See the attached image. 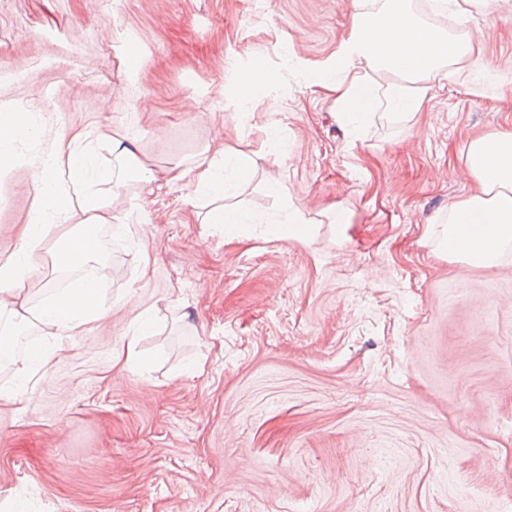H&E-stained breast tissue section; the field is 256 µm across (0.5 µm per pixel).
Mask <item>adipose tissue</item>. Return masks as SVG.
<instances>
[{"instance_id":"1","label":"adipose tissue","mask_w":512,"mask_h":512,"mask_svg":"<svg viewBox=\"0 0 512 512\" xmlns=\"http://www.w3.org/2000/svg\"><path fill=\"white\" fill-rule=\"evenodd\" d=\"M351 34L336 57V64L320 84L335 93L341 116L354 125L373 122L378 108L387 119L414 117L425 105L432 81L443 67L459 63L476 51L462 41L425 24L403 7L388 0L377 14L364 12L362 0H353ZM385 71L392 80L379 87L373 72ZM38 116H19L10 100H0V171L13 159L16 141L41 133ZM121 158L139 180L152 176L137 159L133 140L122 141L81 130L70 138L56 137L33 165L34 199L25 235L9 259L0 264V353L12 350L16 332L37 320L47 335L71 336L89 320L103 316L97 281L89 270L96 257L84 248L80 236H71L60 252L62 266L82 271L76 287L56 294L42 309L25 304L21 291L30 255L45 238L47 225L70 223L83 215L85 223L98 224L109 207L98 188L122 183L111 165L101 163L99 147ZM249 160L233 151L178 170L175 180L185 182L201 195L222 196L249 168ZM463 171L475 190L449 201L442 224L439 250L470 267H492L512 247V133L488 132L471 138L464 152Z\"/></svg>"}]
</instances>
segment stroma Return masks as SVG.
<instances>
[{
  "label": "stroma",
  "mask_w": 512,
  "mask_h": 512,
  "mask_svg": "<svg viewBox=\"0 0 512 512\" xmlns=\"http://www.w3.org/2000/svg\"><path fill=\"white\" fill-rule=\"evenodd\" d=\"M404 5L480 52L411 121L355 131L317 83L353 0H267L253 24L248 0H0V97L50 137H134L154 174L128 176L100 227L106 315L29 377V354L56 344L31 325L0 368V512H512V255L469 267L428 228L471 190L470 136L512 132V7ZM256 55L279 81L242 102L233 77ZM228 146L253 161L223 199L256 218L233 240L173 179ZM43 147L19 139L0 177V262ZM292 208L306 240L272 232ZM68 230L31 257L30 305L76 279L54 264Z\"/></svg>",
  "instance_id": "1"
}]
</instances>
